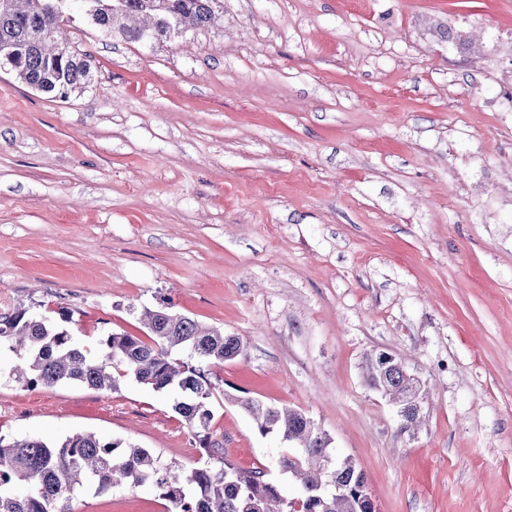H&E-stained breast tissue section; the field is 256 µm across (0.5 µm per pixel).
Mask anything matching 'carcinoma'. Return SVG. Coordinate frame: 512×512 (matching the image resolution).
I'll use <instances>...</instances> for the list:
<instances>
[{
  "label": "carcinoma",
  "mask_w": 512,
  "mask_h": 512,
  "mask_svg": "<svg viewBox=\"0 0 512 512\" xmlns=\"http://www.w3.org/2000/svg\"><path fill=\"white\" fill-rule=\"evenodd\" d=\"M68 0H0V64L38 92L60 101L91 81L87 55L60 37ZM84 14L105 33L131 43L171 39L210 27L219 0H85ZM144 335L108 332L82 345L47 310L16 307L0 313V350L14 359L9 376L27 389L62 383L116 390L130 377L157 392L175 395L185 425L205 433L208 462L184 470L147 448L106 442L78 432L62 438L0 435V512H72L76 493L124 487L154 490L166 512H377L368 478L302 410L267 403L247 393L224 394L263 436L286 444L272 477L267 468L241 469L211 440L212 369L244 355L238 336L206 326L167 304L143 310ZM369 385L402 409V429L420 419L408 410L418 381L402 364L381 367L364 360Z\"/></svg>",
  "instance_id": "cac0c4a2"
}]
</instances>
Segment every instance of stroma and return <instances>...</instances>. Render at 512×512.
<instances>
[{"label": "stroma", "mask_w": 512, "mask_h": 512, "mask_svg": "<svg viewBox=\"0 0 512 512\" xmlns=\"http://www.w3.org/2000/svg\"><path fill=\"white\" fill-rule=\"evenodd\" d=\"M211 27L129 43L69 9L92 81L62 102L0 69V312L69 314L86 346L143 308L247 345L229 393L304 411L379 512H512V0H221ZM424 390L401 431L363 358ZM170 395L133 381L27 390L0 435L92 432L183 468L208 458ZM244 469L283 445L239 407ZM73 512H165L157 493Z\"/></svg>", "instance_id": "35a3bbf8"}]
</instances>
